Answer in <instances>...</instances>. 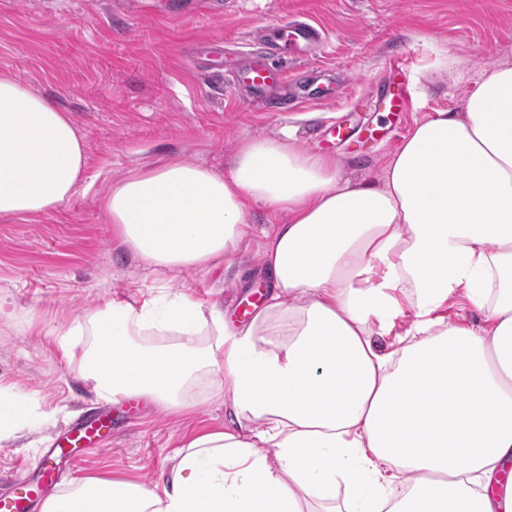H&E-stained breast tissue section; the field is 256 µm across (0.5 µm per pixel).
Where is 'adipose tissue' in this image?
Masks as SVG:
<instances>
[{
  "label": "adipose tissue",
  "mask_w": 512,
  "mask_h": 512,
  "mask_svg": "<svg viewBox=\"0 0 512 512\" xmlns=\"http://www.w3.org/2000/svg\"><path fill=\"white\" fill-rule=\"evenodd\" d=\"M85 168L66 113L0 74V215L55 210ZM255 204L288 220L248 321L184 291L112 300L59 338L64 353L82 348L100 399L179 411L204 385L223 426L179 447L152 486L87 478L43 512H512V481L504 499L492 492L512 463V63L487 71L462 111L416 122L381 184L250 139L223 175L178 160L131 171L104 211L149 266L204 269L232 262ZM453 296L485 309L486 326L440 316ZM406 305L415 318L400 332ZM393 471L412 476L402 492Z\"/></svg>",
  "instance_id": "adipose-tissue-1"
}]
</instances>
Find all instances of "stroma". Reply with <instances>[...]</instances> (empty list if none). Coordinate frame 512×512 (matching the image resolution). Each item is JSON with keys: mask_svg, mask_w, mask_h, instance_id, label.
<instances>
[{"mask_svg": "<svg viewBox=\"0 0 512 512\" xmlns=\"http://www.w3.org/2000/svg\"><path fill=\"white\" fill-rule=\"evenodd\" d=\"M296 17L316 22L326 39L284 68L331 85L335 99L306 103L295 87L286 111L247 107L219 80L224 57L209 43L243 44L255 27ZM396 58L407 68L409 103L393 116L380 98ZM506 60L512 0H0V73L55 100L87 156L71 201L46 216L0 218V392L24 394L35 412L30 426L0 440V491L96 402L75 373L81 349L67 356L59 347L62 329L112 300L164 291L240 306L264 286V248L287 219L253 205L232 264L159 270L107 224L101 202L113 184L173 159L222 171L245 140L286 130L296 146L335 157L344 178L375 184L416 121L461 111L476 80ZM338 125L348 134L342 143L330 135ZM223 423V406L202 395L177 414L144 408L111 446L84 455L72 479L153 485L182 442Z\"/></svg>", "mask_w": 512, "mask_h": 512, "instance_id": "stroma-1", "label": "stroma"}]
</instances>
